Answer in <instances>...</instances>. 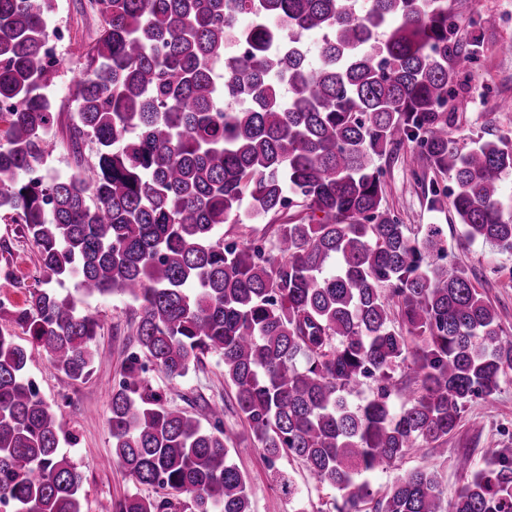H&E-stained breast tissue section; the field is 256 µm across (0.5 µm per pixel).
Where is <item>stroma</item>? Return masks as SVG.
I'll use <instances>...</instances> for the list:
<instances>
[{
	"label": "stroma",
	"instance_id": "35a3bbf8",
	"mask_svg": "<svg viewBox=\"0 0 512 512\" xmlns=\"http://www.w3.org/2000/svg\"><path fill=\"white\" fill-rule=\"evenodd\" d=\"M54 14L70 32L69 42L60 48L61 62L53 86L58 115L52 129L57 142L53 167L65 174L76 171L77 159L90 161L95 155L94 144L87 142L82 146L81 157H74L65 131L76 116V105L70 96L72 84L79 76L74 50L94 45L102 20L91 9L89 0H56ZM455 25L460 41L474 37L480 41L477 58L462 75L458 87L468 106L456 111L449 128L458 146L468 149L477 142L512 131V115L498 108L499 102L512 100V0H477L474 13L457 19ZM380 164L387 203L406 224L409 235L419 237L427 225H441L448 238L447 262L468 270L476 287L496 307L502 335L512 336V253L462 241L461 227L456 224L451 208L429 209L428 180H437L442 186L448 180L423 171L412 148L394 150ZM1 240L10 249L0 251V303L6 308L5 314L0 315V330L13 333L24 343L28 337L15 327L9 310L22 305L27 289L36 285V250L18 225L3 219ZM55 289L74 298L80 311L98 319L103 327L96 340L94 373L88 381L67 380L39 348L34 349L30 366L41 397L58 408L62 429L70 436L62 449L83 476L82 512H99L101 504L132 493L155 496V488L137 484L110 462L109 406L121 365L136 345L128 331L133 305L116 295L86 297L72 280L56 284ZM152 383L166 391L168 404L173 408L190 411L207 403L223 405L225 431L237 436L246 433L247 425L236 411L234 391L224 381V364L217 356H205L198 367L181 379L153 373ZM505 446L512 447V375L502 381L499 392L489 401L476 402L463 412L459 426L445 443L407 456L379 472L374 485L383 488L408 471L430 468L439 473L445 492L452 499L470 478L469 473L458 469V457L470 454L473 469L479 470L485 466L486 450ZM233 458L248 478L252 512H319L322 504L335 495L333 489L318 485L296 459L284 456L276 466H268L262 450L247 442L236 447ZM276 469L295 478L301 490L299 498H288L275 489L272 472Z\"/></svg>",
	"mask_w": 512,
	"mask_h": 512
}]
</instances>
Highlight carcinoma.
<instances>
[{"mask_svg":"<svg viewBox=\"0 0 512 512\" xmlns=\"http://www.w3.org/2000/svg\"><path fill=\"white\" fill-rule=\"evenodd\" d=\"M53 3L0 0V216L36 247L44 284L11 316L85 382L102 325L50 284L75 278L86 296L135 304L137 347L109 408L116 463L189 512H251L224 407L172 408L147 376L184 378L214 354L255 447L300 460L336 490L334 512H447L433 470L377 493L371 478L496 394L512 339L444 262L439 225L406 234L378 161L414 145L454 184L432 183L429 207L451 205L466 242L512 252V137L464 151L448 136V99L475 56L454 20L476 0H90L103 25L78 53L69 133L97 149L71 174L38 168L55 149L41 64ZM246 206L273 240L224 231ZM31 361L1 330L0 503L82 512L81 473ZM457 465L471 478L452 512H512V448L489 449L477 471L466 455ZM274 482L299 497L292 476ZM169 506L135 493L102 512Z\"/></svg>","mask_w":512,"mask_h":512,"instance_id":"obj_1","label":"carcinoma"}]
</instances>
